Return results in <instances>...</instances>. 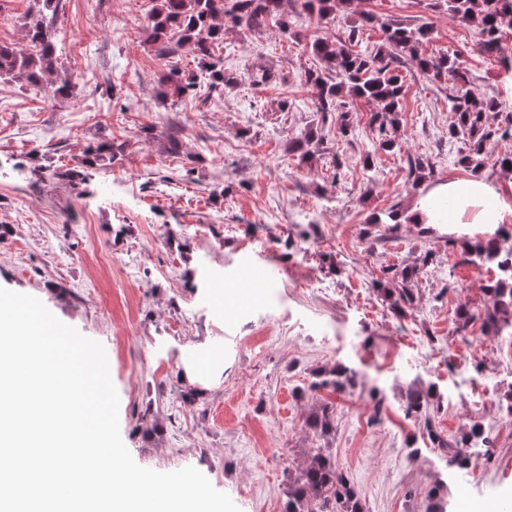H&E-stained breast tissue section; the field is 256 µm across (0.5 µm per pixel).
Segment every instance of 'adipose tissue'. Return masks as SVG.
I'll return each mask as SVG.
<instances>
[{
	"label": "adipose tissue",
	"instance_id": "1",
	"mask_svg": "<svg viewBox=\"0 0 512 512\" xmlns=\"http://www.w3.org/2000/svg\"><path fill=\"white\" fill-rule=\"evenodd\" d=\"M411 213L416 223L444 224L449 232L473 237L494 233L505 219V205L494 182L477 178L436 183Z\"/></svg>",
	"mask_w": 512,
	"mask_h": 512
}]
</instances>
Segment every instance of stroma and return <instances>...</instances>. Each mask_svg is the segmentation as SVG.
I'll list each match as a JSON object with an SVG mask.
<instances>
[{
  "label": "stroma",
  "mask_w": 512,
  "mask_h": 512,
  "mask_svg": "<svg viewBox=\"0 0 512 512\" xmlns=\"http://www.w3.org/2000/svg\"><path fill=\"white\" fill-rule=\"evenodd\" d=\"M285 8L290 37L272 21L226 24L215 53L231 83L180 99L162 78L196 60L186 49L156 56L146 40L151 0H60L58 62L93 79L52 100L0 79V287L36 297L104 347L121 438L137 464L195 467L240 512H282L289 477L323 447L365 512H429L437 481L446 512L506 501L512 422L500 410L512 404V364L502 336L481 324L451 333L460 299L482 304L481 284L498 270L462 263L470 242L450 238L447 225L408 218L433 184L471 176L459 163L467 144L448 136L452 84L399 58V146L379 154L376 105L344 95L321 115L305 74L318 66L314 39L372 50L390 22L428 24L422 54L458 55L471 94L511 112L512 74L434 0H338L324 21L294 0ZM364 14L373 24L361 25ZM310 130L320 142L305 163L290 145ZM104 139L125 149L77 195L65 173ZM392 208L404 220L391 232L379 219ZM415 262V303L399 318L374 283ZM253 264L270 279L252 280ZM339 362L357 372L356 386L318 387ZM486 385L494 401L479 399ZM428 386L437 392L429 419L408 416V390ZM376 388L386 397L378 422ZM187 391L195 402L182 400ZM323 402L334 407L325 440L306 425ZM475 421L494 442L468 448L469 467H448L428 431L454 442Z\"/></svg>",
  "instance_id": "1"
}]
</instances>
